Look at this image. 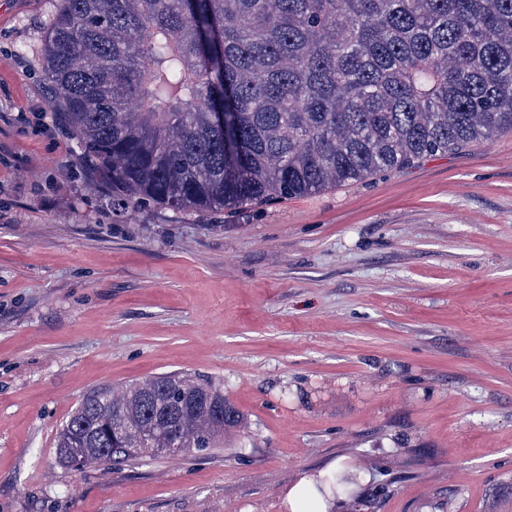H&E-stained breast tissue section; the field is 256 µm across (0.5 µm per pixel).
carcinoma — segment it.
<instances>
[{
    "instance_id": "carcinoma-1",
    "label": "carcinoma",
    "mask_w": 512,
    "mask_h": 512,
    "mask_svg": "<svg viewBox=\"0 0 512 512\" xmlns=\"http://www.w3.org/2000/svg\"><path fill=\"white\" fill-rule=\"evenodd\" d=\"M42 68L113 206L233 212L512 131V0H55ZM243 424L172 372L87 394L57 458L203 452Z\"/></svg>"
}]
</instances>
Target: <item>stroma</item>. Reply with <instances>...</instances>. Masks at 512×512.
I'll return each instance as SVG.
<instances>
[{
    "instance_id": "35a3bbf8",
    "label": "stroma",
    "mask_w": 512,
    "mask_h": 512,
    "mask_svg": "<svg viewBox=\"0 0 512 512\" xmlns=\"http://www.w3.org/2000/svg\"><path fill=\"white\" fill-rule=\"evenodd\" d=\"M54 0H0V512H512V132L224 215L116 210L54 120ZM186 371L246 428L201 454L59 463L107 384ZM350 474L356 476V470L346 466L341 461H334L327 470L317 474H303L297 482L290 485L283 497V505L289 512H340L344 504L349 500V494L338 491L346 488L348 478L336 475V481L327 478L329 487L337 494L333 495L327 488L316 481V476L331 474ZM320 488L325 493H321Z\"/></svg>"
}]
</instances>
